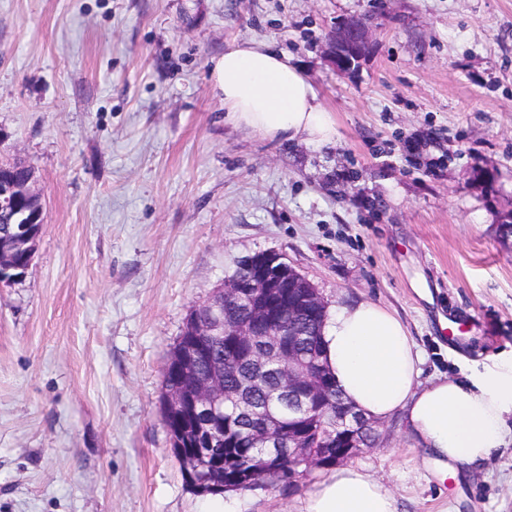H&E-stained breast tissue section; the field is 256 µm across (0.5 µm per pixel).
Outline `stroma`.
<instances>
[{
  "instance_id": "stroma-1",
  "label": "stroma",
  "mask_w": 512,
  "mask_h": 512,
  "mask_svg": "<svg viewBox=\"0 0 512 512\" xmlns=\"http://www.w3.org/2000/svg\"><path fill=\"white\" fill-rule=\"evenodd\" d=\"M356 20L366 49L337 70ZM245 40L294 58L333 145L225 122L210 60ZM13 158L44 224L0 286V512H300L325 470L286 495H198L162 414L189 309L258 252L328 305L395 312L421 383L512 361V0H0ZM376 432L347 463L397 512H512V432L443 485L399 419ZM367 39V29L362 22H351L338 31L332 41L333 50L331 54L336 68L338 70H346L349 66L346 55L337 48L338 43H348L350 56L355 57L357 60L367 44Z\"/></svg>"
}]
</instances>
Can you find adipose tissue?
Returning <instances> with one entry per match:
<instances>
[{
    "label": "adipose tissue",
    "mask_w": 512,
    "mask_h": 512,
    "mask_svg": "<svg viewBox=\"0 0 512 512\" xmlns=\"http://www.w3.org/2000/svg\"><path fill=\"white\" fill-rule=\"evenodd\" d=\"M209 72L228 123L272 139L300 138L316 146L334 141L331 113L287 53L248 41L212 59ZM322 341L345 398L377 421L400 415L438 482L481 467L504 444L512 363L485 368L469 382L447 377L421 384L414 339L398 316L373 302L330 310ZM302 512H396V506L382 483L345 466L324 477Z\"/></svg>",
    "instance_id": "adipose-tissue-1"
}]
</instances>
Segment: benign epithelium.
<instances>
[{"label":"benign epithelium","instance_id":"7a95c632","mask_svg":"<svg viewBox=\"0 0 512 512\" xmlns=\"http://www.w3.org/2000/svg\"><path fill=\"white\" fill-rule=\"evenodd\" d=\"M367 39L366 26L361 22H351L338 31L332 41L331 54L336 68L348 69L347 55L336 45L349 44L350 55L357 58ZM27 200H40L33 187V175L20 181L0 176V215L8 218L6 236L10 239L8 246L0 247V283L18 279L26 273L28 266H19L13 261L16 252H24L29 262L33 258L38 236L32 233L31 225L43 223V218L42 210L32 213L23 208ZM238 268L246 273L245 277H237L224 285L220 298L212 296L194 306L196 310L209 309L215 315L201 319L189 313L183 332L199 337L217 330L230 337L234 348L247 342L252 348L250 360L256 374L277 371V384L268 390L269 399L290 402L291 409L298 415L320 411L328 403L341 427L336 434H326L320 441L321 447L336 449L331 456L312 445L300 418L288 429L274 425L260 428L255 431V437L263 468L284 465L294 470L323 468L343 461L376 440L375 421L331 394V389L319 381L321 370L317 358L299 353L293 346L296 332L287 314L301 312L310 303L325 308L324 298L317 292L308 299L295 297L296 289L306 287L305 277L279 253L261 252L248 256L238 263ZM230 365L231 361L227 359L222 366L212 364L207 373L192 381L189 394H167L164 399L166 412L177 417L187 412L206 414L224 399L233 403L242 421L252 423L261 418V408L255 406L245 393L252 381H246L236 390H224L223 367ZM197 433L205 437L206 447L174 448L172 453L179 461L192 460L193 466L183 471L185 481L197 493L207 494L211 489L201 477L216 463L209 449L222 442L224 424L199 421Z\"/></svg>","mask_w":512,"mask_h":512}]
</instances>
